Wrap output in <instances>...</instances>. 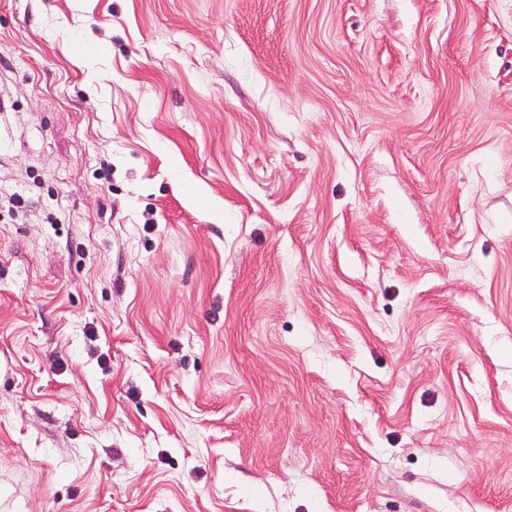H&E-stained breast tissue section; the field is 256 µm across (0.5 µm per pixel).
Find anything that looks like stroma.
<instances>
[{
    "label": "stroma",
    "mask_w": 512,
    "mask_h": 512,
    "mask_svg": "<svg viewBox=\"0 0 512 512\" xmlns=\"http://www.w3.org/2000/svg\"><path fill=\"white\" fill-rule=\"evenodd\" d=\"M0 512H512V0H0Z\"/></svg>",
    "instance_id": "1"
}]
</instances>
